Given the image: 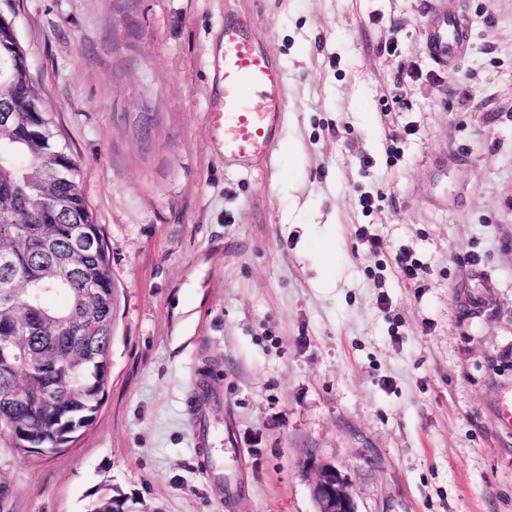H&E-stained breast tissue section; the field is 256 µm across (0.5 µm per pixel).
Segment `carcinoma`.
I'll list each match as a JSON object with an SVG mask.
<instances>
[{
    "instance_id": "cac0c4a2",
    "label": "carcinoma",
    "mask_w": 512,
    "mask_h": 512,
    "mask_svg": "<svg viewBox=\"0 0 512 512\" xmlns=\"http://www.w3.org/2000/svg\"><path fill=\"white\" fill-rule=\"evenodd\" d=\"M35 82L0 79V290L13 308L0 327L25 322V366L0 351V436L9 449L62 448L91 426L110 383L118 290L101 225L78 182L79 164L59 147L48 112L36 110ZM90 247L72 248L75 232ZM25 399L8 398L9 388ZM90 512H135L129 498L105 494Z\"/></svg>"
}]
</instances>
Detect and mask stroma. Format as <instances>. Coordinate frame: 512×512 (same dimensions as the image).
I'll return each mask as SVG.
<instances>
[{"label":"stroma","mask_w":512,"mask_h":512,"mask_svg":"<svg viewBox=\"0 0 512 512\" xmlns=\"http://www.w3.org/2000/svg\"><path fill=\"white\" fill-rule=\"evenodd\" d=\"M12 7L120 297L95 421L53 453L0 440V512H316L322 462L359 512H512V0ZM441 11L465 32L443 66ZM229 19L286 75L249 170L209 114ZM128 501V497L120 494L116 496L105 494L94 502L90 512H135Z\"/></svg>","instance_id":"35a3bbf8"}]
</instances>
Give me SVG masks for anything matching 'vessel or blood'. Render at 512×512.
<instances>
[{"mask_svg":"<svg viewBox=\"0 0 512 512\" xmlns=\"http://www.w3.org/2000/svg\"><path fill=\"white\" fill-rule=\"evenodd\" d=\"M464 40L453 16L438 19L427 42L436 61L446 64ZM217 85L212 110L224 123V161L249 168L267 159L283 111L284 76L244 24L228 21L224 47L212 61Z\"/></svg>","mask_w":512,"mask_h":512,"instance_id":"obj_1","label":"vessel or blood"}]
</instances>
